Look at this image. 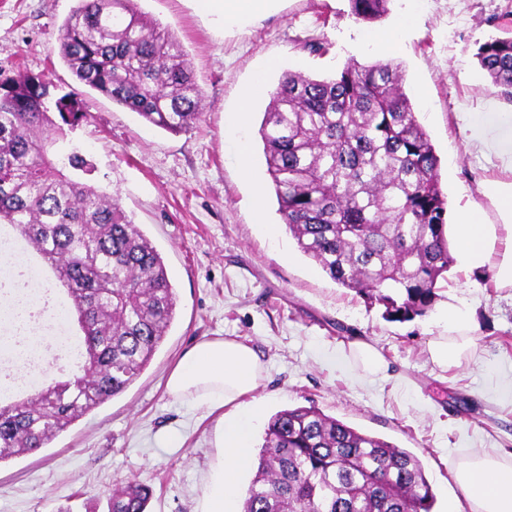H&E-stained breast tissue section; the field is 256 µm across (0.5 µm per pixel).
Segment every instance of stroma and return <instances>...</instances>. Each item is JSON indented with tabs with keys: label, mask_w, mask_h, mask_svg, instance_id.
Here are the masks:
<instances>
[{
	"label": "stroma",
	"mask_w": 512,
	"mask_h": 512,
	"mask_svg": "<svg viewBox=\"0 0 512 512\" xmlns=\"http://www.w3.org/2000/svg\"><path fill=\"white\" fill-rule=\"evenodd\" d=\"M78 0H0V74L41 73L60 92L80 91L88 115L73 141L94 161L97 186L117 193L134 224L161 253L177 295L176 318L141 375L40 450L0 464V512H107L129 479L151 487L150 512H203L222 450V409L179 400L166 388L183 352L202 339L245 342L261 362L253 448L285 409L313 406L421 461L436 497L433 512L465 503L456 469L473 452L512 464V287L453 264L426 313L391 322L384 308L331 280L305 256L278 212L259 127L269 103L256 100L248 128L234 130L243 88L265 70L269 91L282 74L330 77L350 61L401 67L404 88L440 160L449 214L498 216L483 183L512 171L478 163L462 113L511 112L475 57L480 43L512 30V0H390L387 16L365 22L349 0H281L241 28H219L195 0H137L180 41L204 94L203 116L184 133L151 125L81 88L60 56L59 30ZM412 22L397 49L378 53L363 32ZM326 52H309V43ZM250 145L242 173L239 140ZM265 189L262 213L252 208ZM468 313L460 333L470 352L441 369L429 343L445 335L442 312ZM370 343L384 368L365 369L354 345Z\"/></svg>",
	"instance_id": "obj_1"
}]
</instances>
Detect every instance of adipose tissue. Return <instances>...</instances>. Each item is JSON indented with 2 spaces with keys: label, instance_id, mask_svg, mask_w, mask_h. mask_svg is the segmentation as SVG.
Instances as JSON below:
<instances>
[{
  "label": "adipose tissue",
  "instance_id": "adipose-tissue-1",
  "mask_svg": "<svg viewBox=\"0 0 512 512\" xmlns=\"http://www.w3.org/2000/svg\"><path fill=\"white\" fill-rule=\"evenodd\" d=\"M271 0H196L198 10L218 26H240L263 14ZM475 153L512 171V113L495 109L468 114ZM500 217L487 223L483 212L463 210L451 226L456 254L466 271L494 273L497 285L512 287V183L486 189ZM261 363L243 342L207 339L195 343L180 358L167 379L178 399H203L225 407L221 421L224 454L208 486L205 512H236L238 478L250 462V441L258 418L256 408L242 398L258 387ZM456 479L465 490L471 512H512V466L487 452L474 453Z\"/></svg>",
  "mask_w": 512,
  "mask_h": 512
}]
</instances>
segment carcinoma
Listing matches in <instances>:
<instances>
[{
    "instance_id": "carcinoma-1",
    "label": "carcinoma",
    "mask_w": 512,
    "mask_h": 512,
    "mask_svg": "<svg viewBox=\"0 0 512 512\" xmlns=\"http://www.w3.org/2000/svg\"><path fill=\"white\" fill-rule=\"evenodd\" d=\"M390 0H350L374 21ZM77 80L171 133L202 116L187 53L136 0H79L60 29ZM481 68L512 102V37H490ZM87 118L79 93L43 75L0 78V224L22 230L66 290L83 334L81 378L0 403V464L45 447L122 393L175 319L164 260L95 165L69 139ZM279 214L300 251L333 281L408 321L432 305L453 264L439 158L403 89L400 66L348 63L318 78L287 71L259 128ZM152 490L115 489L108 512H148ZM420 460L316 408L269 420L242 512H432Z\"/></svg>"
}]
</instances>
